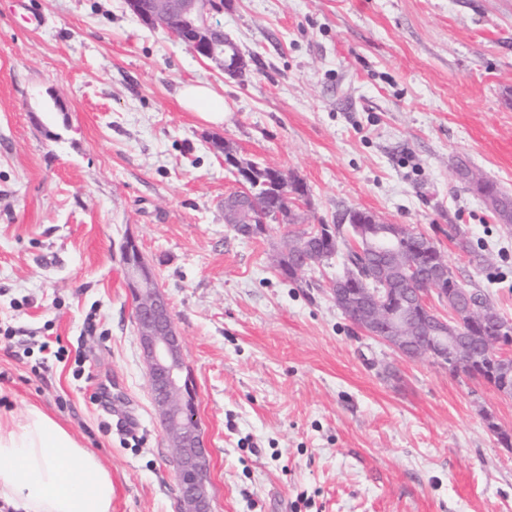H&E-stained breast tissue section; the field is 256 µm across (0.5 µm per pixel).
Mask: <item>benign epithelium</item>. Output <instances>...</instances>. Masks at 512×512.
Returning <instances> with one entry per match:
<instances>
[{"mask_svg": "<svg viewBox=\"0 0 512 512\" xmlns=\"http://www.w3.org/2000/svg\"><path fill=\"white\" fill-rule=\"evenodd\" d=\"M126 4L147 27L168 31L197 57L221 66L224 75L237 79L246 73V57L216 21V16L224 13L220 0H153L149 7L144 0H126ZM230 161L235 164L238 180L231 196L225 197V205L236 210L242 222L256 223L261 232H267L265 200L250 189L251 173L238 159L232 157ZM353 215L348 211L341 221L351 224L365 248L378 258L373 275L375 287L358 290L345 279L336 280L332 288L336 307L348 319L362 321V330L402 355L408 350L417 352L450 371L460 372L469 366L473 358L463 351L461 343L471 337L470 324L458 320L448 327L426 304L428 287L443 297L467 295L464 289L446 281L447 264L440 259L433 242L424 238L417 244L431 276L422 280L417 267L412 265L406 269L409 289L389 288L381 277L393 253L390 244L408 237L410 230L403 224H383L375 217L370 224H354ZM122 255L127 285L135 300L137 335L152 397L172 447L180 512H212L208 455L200 422L189 406L191 381L181 337L169 303L135 241H126ZM511 326L509 321L498 322L484 340L492 342L495 348L501 346L512 340Z\"/></svg>", "mask_w": 512, "mask_h": 512, "instance_id": "7a95c632", "label": "benign epithelium"}]
</instances>
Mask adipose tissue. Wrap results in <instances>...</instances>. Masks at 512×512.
Listing matches in <instances>:
<instances>
[{
	"label": "adipose tissue",
	"instance_id": "ef3b65f1",
	"mask_svg": "<svg viewBox=\"0 0 512 512\" xmlns=\"http://www.w3.org/2000/svg\"><path fill=\"white\" fill-rule=\"evenodd\" d=\"M181 105L212 125L224 122V98L210 86L179 90ZM0 501L13 512H112V475L38 407L0 414Z\"/></svg>",
	"mask_w": 512,
	"mask_h": 512
}]
</instances>
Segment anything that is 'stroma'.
Masks as SVG:
<instances>
[{"label":"stroma","instance_id":"1","mask_svg":"<svg viewBox=\"0 0 512 512\" xmlns=\"http://www.w3.org/2000/svg\"><path fill=\"white\" fill-rule=\"evenodd\" d=\"M219 20L242 79L125 0H0V410L37 405L95 453L112 512H178L131 238L182 339L212 512H512V397L355 327L338 259L281 277L288 225L224 222L222 149L302 179V224L356 209L424 233L512 321V231L455 174L512 195V0H227ZM188 81L223 95L222 126L181 106Z\"/></svg>","mask_w":512,"mask_h":512}]
</instances>
